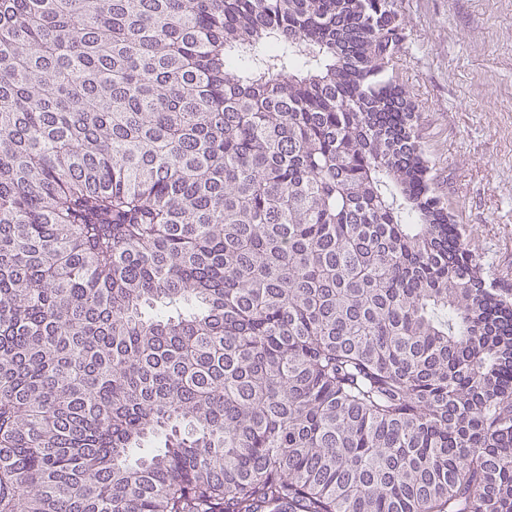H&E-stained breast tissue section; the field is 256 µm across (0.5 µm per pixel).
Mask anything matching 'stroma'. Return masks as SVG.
I'll return each instance as SVG.
<instances>
[{"instance_id":"obj_1","label":"stroma","mask_w":512,"mask_h":512,"mask_svg":"<svg viewBox=\"0 0 512 512\" xmlns=\"http://www.w3.org/2000/svg\"><path fill=\"white\" fill-rule=\"evenodd\" d=\"M388 75L422 114L439 193L512 289V0H396Z\"/></svg>"}]
</instances>
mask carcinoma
I'll return each instance as SVG.
<instances>
[{
	"mask_svg": "<svg viewBox=\"0 0 512 512\" xmlns=\"http://www.w3.org/2000/svg\"><path fill=\"white\" fill-rule=\"evenodd\" d=\"M401 42L394 0H0V512H512V290Z\"/></svg>",
	"mask_w": 512,
	"mask_h": 512,
	"instance_id": "obj_1",
	"label": "carcinoma"
}]
</instances>
